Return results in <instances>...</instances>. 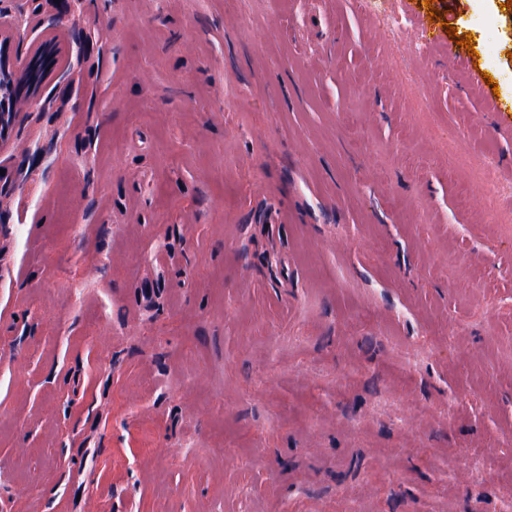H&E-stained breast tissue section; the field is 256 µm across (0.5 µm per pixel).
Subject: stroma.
<instances>
[{
    "instance_id": "35a3bbf8",
    "label": "stroma",
    "mask_w": 512,
    "mask_h": 512,
    "mask_svg": "<svg viewBox=\"0 0 512 512\" xmlns=\"http://www.w3.org/2000/svg\"><path fill=\"white\" fill-rule=\"evenodd\" d=\"M505 2L0 0V512H512ZM16 29L11 18L0 13V78L10 80V89L13 90L8 99H0V141L8 137L9 133L24 116H30L40 102L42 84L36 82L25 84L22 80L28 60L22 64L11 63L9 48L11 36ZM2 100V104H1Z\"/></svg>"
}]
</instances>
